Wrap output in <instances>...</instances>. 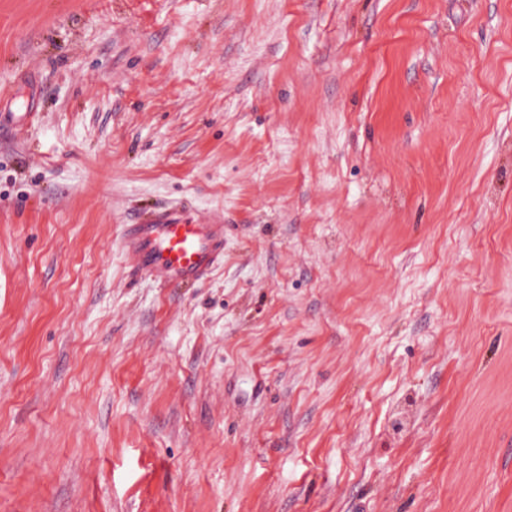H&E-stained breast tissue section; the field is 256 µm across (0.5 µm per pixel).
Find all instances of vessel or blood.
<instances>
[{"label": "vessel or blood", "instance_id": "1", "mask_svg": "<svg viewBox=\"0 0 512 512\" xmlns=\"http://www.w3.org/2000/svg\"><path fill=\"white\" fill-rule=\"evenodd\" d=\"M123 251L135 272L165 288L205 281L224 259V224L197 223L180 212L161 209L125 225Z\"/></svg>", "mask_w": 512, "mask_h": 512}]
</instances>
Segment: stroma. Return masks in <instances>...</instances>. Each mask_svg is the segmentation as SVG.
I'll list each match as a JSON object with an SVG mask.
<instances>
[{
  "label": "stroma",
  "instance_id": "1",
  "mask_svg": "<svg viewBox=\"0 0 512 512\" xmlns=\"http://www.w3.org/2000/svg\"><path fill=\"white\" fill-rule=\"evenodd\" d=\"M0 102V512H512V0H0ZM121 243L133 270L164 288L205 281L224 260V222L196 223L161 209L124 224Z\"/></svg>",
  "mask_w": 512,
  "mask_h": 512
}]
</instances>
